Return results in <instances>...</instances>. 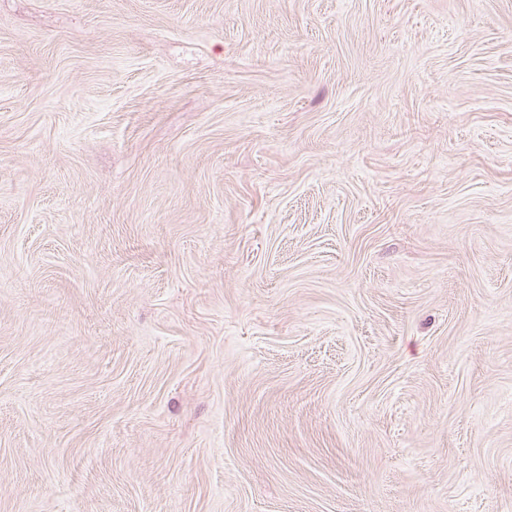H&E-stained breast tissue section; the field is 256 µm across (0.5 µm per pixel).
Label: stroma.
Masks as SVG:
<instances>
[{
  "label": "stroma",
  "mask_w": 512,
  "mask_h": 512,
  "mask_svg": "<svg viewBox=\"0 0 512 512\" xmlns=\"http://www.w3.org/2000/svg\"><path fill=\"white\" fill-rule=\"evenodd\" d=\"M0 512H512V0H0Z\"/></svg>",
  "instance_id": "35a3bbf8"
}]
</instances>
